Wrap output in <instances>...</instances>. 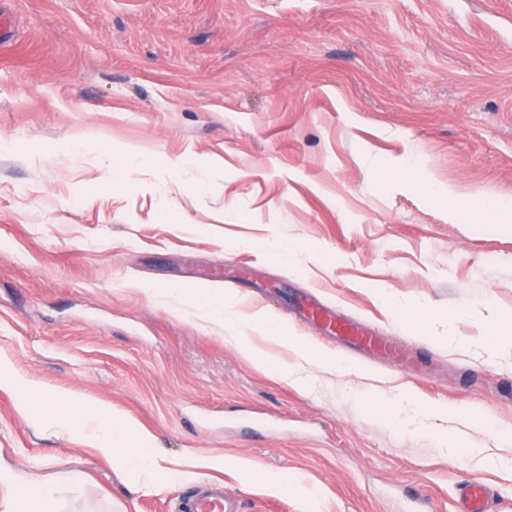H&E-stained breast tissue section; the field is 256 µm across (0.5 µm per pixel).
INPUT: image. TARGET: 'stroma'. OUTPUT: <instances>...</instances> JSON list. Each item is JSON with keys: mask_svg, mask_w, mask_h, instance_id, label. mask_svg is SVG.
Listing matches in <instances>:
<instances>
[{"mask_svg": "<svg viewBox=\"0 0 512 512\" xmlns=\"http://www.w3.org/2000/svg\"><path fill=\"white\" fill-rule=\"evenodd\" d=\"M0 512H512V0H0ZM468 221L448 216V197ZM316 294L395 347L312 319ZM234 301L269 365L225 341ZM279 325L286 344L271 342ZM342 358L282 375L290 342ZM111 409L151 462L28 390ZM472 413L449 457L372 405ZM72 472L79 483L66 482ZM309 314L318 320H329L333 325V328L341 334L342 337L348 338L351 341L363 345L368 348L376 349L381 352H389L390 345L385 343H381L376 341L371 336H365L358 327L351 323L342 322L340 324H333L331 316L325 312L323 309L318 307L316 304H310L309 306ZM179 512H238L220 483H204L180 500ZM465 506L461 512H493L489 505L488 492L481 486H467L464 489ZM5 512H56L55 500L49 488L33 492L22 487L15 492Z\"/></svg>", "mask_w": 512, "mask_h": 512, "instance_id": "obj_1", "label": "stroma"}]
</instances>
